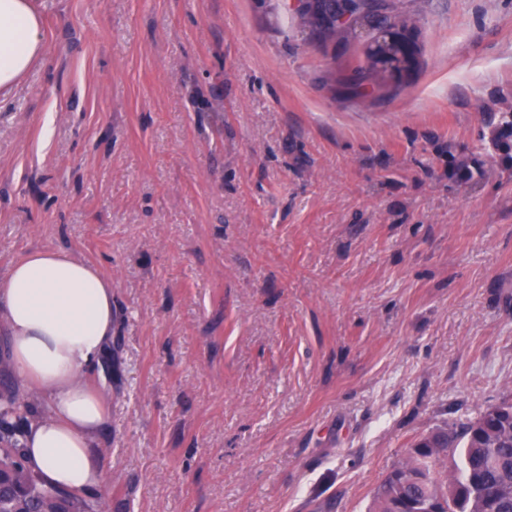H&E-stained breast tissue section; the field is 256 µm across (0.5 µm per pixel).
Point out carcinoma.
I'll return each mask as SVG.
<instances>
[{
	"instance_id": "carcinoma-1",
	"label": "carcinoma",
	"mask_w": 512,
	"mask_h": 512,
	"mask_svg": "<svg viewBox=\"0 0 512 512\" xmlns=\"http://www.w3.org/2000/svg\"><path fill=\"white\" fill-rule=\"evenodd\" d=\"M302 11L304 25L325 41L348 30L336 24V11L325 0ZM387 19L408 29L409 17L396 0L379 5ZM418 48L405 56L392 43L372 35L365 49L366 72L384 83L412 71ZM498 422L473 421L441 429L412 445L407 460L394 467L378 487L370 512H512V402L502 403ZM36 416L31 404L12 394L0 397V512H102L100 504L64 495L26 469L13 419ZM451 460L448 473L440 461Z\"/></svg>"
}]
</instances>
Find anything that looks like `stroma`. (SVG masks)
<instances>
[{"label":"stroma","mask_w":512,"mask_h":512,"mask_svg":"<svg viewBox=\"0 0 512 512\" xmlns=\"http://www.w3.org/2000/svg\"><path fill=\"white\" fill-rule=\"evenodd\" d=\"M405 5L418 65L379 86L299 0H37L0 275L53 249L112 284L104 512H368L512 401V0Z\"/></svg>","instance_id":"1"}]
</instances>
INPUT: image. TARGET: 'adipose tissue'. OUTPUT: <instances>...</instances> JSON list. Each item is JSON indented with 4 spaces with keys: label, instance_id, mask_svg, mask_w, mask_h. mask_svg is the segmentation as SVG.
I'll return each mask as SVG.
<instances>
[{
    "label": "adipose tissue",
    "instance_id": "ef3b65f1",
    "mask_svg": "<svg viewBox=\"0 0 512 512\" xmlns=\"http://www.w3.org/2000/svg\"><path fill=\"white\" fill-rule=\"evenodd\" d=\"M43 51V18L32 0H0V90L16 84ZM112 319L111 282L67 253L29 252L0 278V320L15 371L51 405L47 418L25 430V462L47 483L76 495L95 491L103 480L95 443L108 414L81 376L101 367Z\"/></svg>",
    "mask_w": 512,
    "mask_h": 512
}]
</instances>
